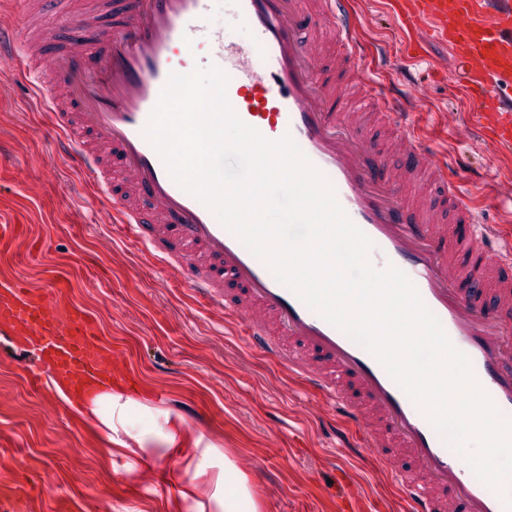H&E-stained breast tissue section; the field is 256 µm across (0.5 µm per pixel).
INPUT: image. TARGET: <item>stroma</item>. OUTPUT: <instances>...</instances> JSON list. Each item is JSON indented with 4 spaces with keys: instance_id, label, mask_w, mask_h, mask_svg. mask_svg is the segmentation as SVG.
Segmentation results:
<instances>
[{
    "instance_id": "35a3bbf8",
    "label": "stroma",
    "mask_w": 512,
    "mask_h": 512,
    "mask_svg": "<svg viewBox=\"0 0 512 512\" xmlns=\"http://www.w3.org/2000/svg\"><path fill=\"white\" fill-rule=\"evenodd\" d=\"M366 13L370 42L398 43L400 31L381 0H356ZM248 41L235 27L226 0H213L197 36L193 65L208 53L211 33ZM449 52L434 48L414 62L412 82L426 92L420 123L434 133L431 150L447 156L448 173L482 205V218H499L483 178L486 138L463 123L462 96L449 73ZM57 132L46 130L22 72L0 66V212L23 224L0 275L45 286L56 275L72 287L74 303L99 321L103 340L136 383L134 400L177 414L215 444L217 455L170 449L156 458L137 448L108 449L45 390L32 370L0 361V488L29 492L27 512H190L179 494L193 479L201 499L232 491L246 478L257 512H336L328 494L335 466L349 470L364 491V512L387 505L408 512L398 486L371 455L341 448L340 420L286 365L250 346L238 325L213 313L112 223V206L84 185L85 173L55 152ZM137 461L127 471L129 461ZM229 480L218 482L221 470Z\"/></svg>"
}]
</instances>
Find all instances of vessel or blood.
Masks as SVG:
<instances>
[{"mask_svg":"<svg viewBox=\"0 0 512 512\" xmlns=\"http://www.w3.org/2000/svg\"><path fill=\"white\" fill-rule=\"evenodd\" d=\"M210 0H82L77 22L123 19L97 42L64 41L63 0L0 7V60L17 64L44 96L45 125L60 131L59 152L88 173L112 203V221L168 267L188 268L191 292L239 323L250 344L283 364L361 431L380 468L395 478L410 512H512L447 446L378 358L307 307L170 176L143 130L171 73H189L194 34ZM248 44L218 37L208 64L228 77L237 116L270 141L291 136L331 182L352 222L371 240L376 268L412 281L479 385L512 417V227L485 224L449 180L414 121L422 90L390 97L355 72L351 84L372 111L339 113L342 92L315 73L326 53L337 66L364 45L351 0H228ZM401 31L398 54L420 59L437 43L456 61L470 124L483 129L509 189L512 215V0H386ZM395 132L387 146L402 163L378 161L366 131ZM0 276V337L10 352L40 363L44 378L85 400L111 384H132L99 326L69 296ZM347 469L336 474L339 512H362Z\"/></svg>","mask_w":512,"mask_h":512,"instance_id":"1","label":"vessel or blood"}]
</instances>
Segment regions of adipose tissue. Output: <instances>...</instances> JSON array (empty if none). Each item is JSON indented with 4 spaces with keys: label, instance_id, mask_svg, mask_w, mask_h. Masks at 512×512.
<instances>
[{
    "label": "adipose tissue",
    "instance_id": "ef3b65f1",
    "mask_svg": "<svg viewBox=\"0 0 512 512\" xmlns=\"http://www.w3.org/2000/svg\"><path fill=\"white\" fill-rule=\"evenodd\" d=\"M134 405L130 396L121 391H107L92 399L75 404V412L91 424L101 440L120 448H171L186 432L182 417L159 411L149 405L138 406L142 417L155 423L151 430L136 428L128 410ZM182 499L193 502L195 512H255L254 502L245 478H238L233 497L195 498L193 487L180 492Z\"/></svg>",
    "mask_w": 512,
    "mask_h": 512
}]
</instances>
